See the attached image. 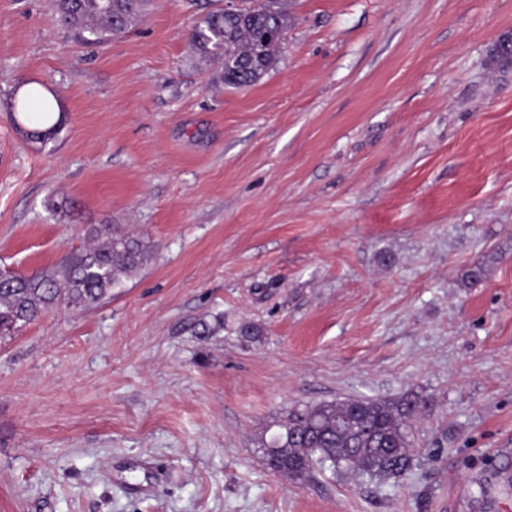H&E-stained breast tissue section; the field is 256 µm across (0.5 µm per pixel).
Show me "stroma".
<instances>
[{"instance_id":"stroma-1","label":"stroma","mask_w":512,"mask_h":512,"mask_svg":"<svg viewBox=\"0 0 512 512\" xmlns=\"http://www.w3.org/2000/svg\"><path fill=\"white\" fill-rule=\"evenodd\" d=\"M281 3L274 66L230 88L188 49L224 0H154L97 47L0 0V269L95 224L154 245L0 339V512H512V0ZM26 84L64 114L43 149ZM408 393L400 478L263 462L293 405ZM39 91L33 89L29 95L20 100L14 101L11 104L13 123L16 129L22 133H25L26 138L31 142L46 146L52 142L62 129L63 125V114L58 112V108L55 105V110L58 115L53 119L54 109L49 101L42 99V109L40 112L30 111V99L32 97L39 96ZM36 120L41 124V127L27 128L24 121Z\"/></svg>"}]
</instances>
